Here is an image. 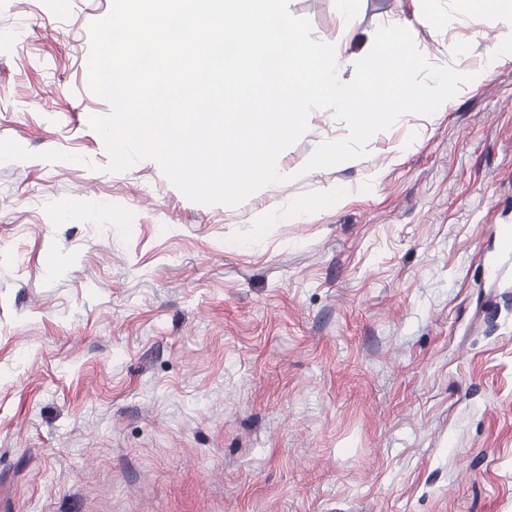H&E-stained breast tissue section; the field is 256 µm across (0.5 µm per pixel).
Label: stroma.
I'll return each instance as SVG.
<instances>
[{
    "label": "stroma",
    "mask_w": 512,
    "mask_h": 512,
    "mask_svg": "<svg viewBox=\"0 0 512 512\" xmlns=\"http://www.w3.org/2000/svg\"><path fill=\"white\" fill-rule=\"evenodd\" d=\"M111 4L0 0V140L29 153L0 162V512H512V299L483 263L512 225V61L476 77L483 5L289 0L343 80L383 24L472 80L306 173L348 132L312 111L292 181L229 207L151 159L105 171Z\"/></svg>",
    "instance_id": "1"
}]
</instances>
